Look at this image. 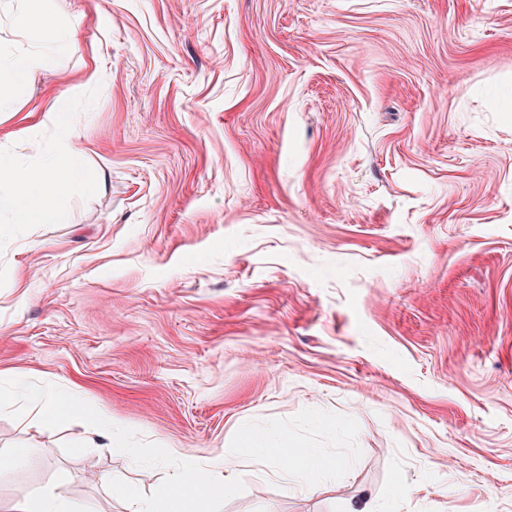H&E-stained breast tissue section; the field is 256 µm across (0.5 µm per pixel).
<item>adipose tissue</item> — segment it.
<instances>
[{
  "mask_svg": "<svg viewBox=\"0 0 512 512\" xmlns=\"http://www.w3.org/2000/svg\"><path fill=\"white\" fill-rule=\"evenodd\" d=\"M13 24L25 45L0 58V90L23 86L35 69L52 65L57 55L71 44L69 26L48 12L43 0H24ZM59 153L43 155L37 163L23 165L5 150H0V213L7 212L17 224H38L51 217L68 218L65 200L72 184L94 179V172L80 162L73 149L76 122L69 102L55 98L47 112ZM0 512H83L55 484L37 490L19 491L9 502H0Z\"/></svg>",
  "mask_w": 512,
  "mask_h": 512,
  "instance_id": "adipose-tissue-1",
  "label": "adipose tissue"
}]
</instances>
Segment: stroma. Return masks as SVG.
I'll return each mask as SVG.
<instances>
[{"mask_svg":"<svg viewBox=\"0 0 512 512\" xmlns=\"http://www.w3.org/2000/svg\"><path fill=\"white\" fill-rule=\"evenodd\" d=\"M76 28L0 112L29 164L66 96L100 184L0 215V500L124 512L166 467L87 448L107 412L199 458L240 425L354 417L361 457L221 512H512V0H45ZM409 487L395 494L396 482ZM29 408L36 411L45 425H50L61 417L60 404L57 397L40 388H31L25 395ZM1 512H86L63 491L61 484L37 490H21L6 504L0 502Z\"/></svg>","mask_w":512,"mask_h":512,"instance_id":"1","label":"stroma"}]
</instances>
